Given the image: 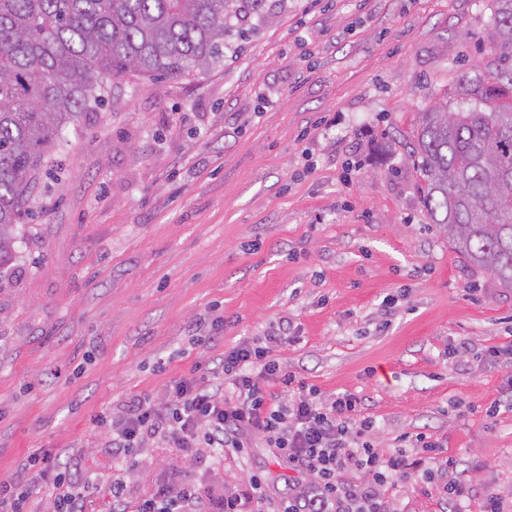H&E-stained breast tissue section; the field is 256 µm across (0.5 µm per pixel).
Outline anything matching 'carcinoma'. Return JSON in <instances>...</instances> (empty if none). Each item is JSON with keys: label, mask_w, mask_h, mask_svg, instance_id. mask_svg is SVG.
<instances>
[{"label": "carcinoma", "mask_w": 512, "mask_h": 512, "mask_svg": "<svg viewBox=\"0 0 512 512\" xmlns=\"http://www.w3.org/2000/svg\"><path fill=\"white\" fill-rule=\"evenodd\" d=\"M284 0H0V268L61 130L127 73L204 75L252 18ZM496 50L466 94L484 108L420 113L413 165L431 223L512 288V0H493Z\"/></svg>", "instance_id": "cac0c4a2"}]
</instances>
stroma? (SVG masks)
<instances>
[{"instance_id":"1","label":"stroma","mask_w":512,"mask_h":512,"mask_svg":"<svg viewBox=\"0 0 512 512\" xmlns=\"http://www.w3.org/2000/svg\"><path fill=\"white\" fill-rule=\"evenodd\" d=\"M491 4L285 0L209 73L126 74L65 128L0 271V481L52 448L97 480L87 512H111L97 416L288 319L284 371L358 395L378 447L424 432L464 470L454 505L453 473L409 470L388 512H483L490 491L512 512V364L488 354L512 341V288L431 224L409 159L421 112L469 106ZM253 443L219 464L153 445L123 461L125 494L165 479L214 503L254 473L308 483Z\"/></svg>"}]
</instances>
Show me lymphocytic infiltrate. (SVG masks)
Instances as JSON below:
<instances>
[{"label": "lymphocytic infiltrate", "mask_w": 512, "mask_h": 512, "mask_svg": "<svg viewBox=\"0 0 512 512\" xmlns=\"http://www.w3.org/2000/svg\"><path fill=\"white\" fill-rule=\"evenodd\" d=\"M290 333L291 323L285 320L260 342L237 344L215 364L210 377L171 384L165 402L140 395L119 412L102 413L100 422L111 426L108 446L113 456L138 457L157 441L190 453L203 450L218 459L227 453L243 458L251 448L245 431L254 429L267 447L313 478L309 486L275 496L263 476L250 475L248 500L271 504V512H386L383 491L413 464L407 454L411 448L423 451L414 463L421 467L424 482L434 481L435 466L456 469L453 459H429L436 443L422 433L409 447L392 452L377 448L376 422L364 414L361 398L352 393L323 396L317 387L283 371L272 352ZM277 385L289 390L288 399L274 393ZM228 386L234 391L230 398L224 395ZM20 469L41 480L52 512H86L90 487L73 478L60 455H30ZM110 493L111 512H238L239 506L231 496L209 508L190 484L164 486L134 502L125 496L117 474Z\"/></svg>", "instance_id": "lymphocytic-infiltrate-1"}]
</instances>
